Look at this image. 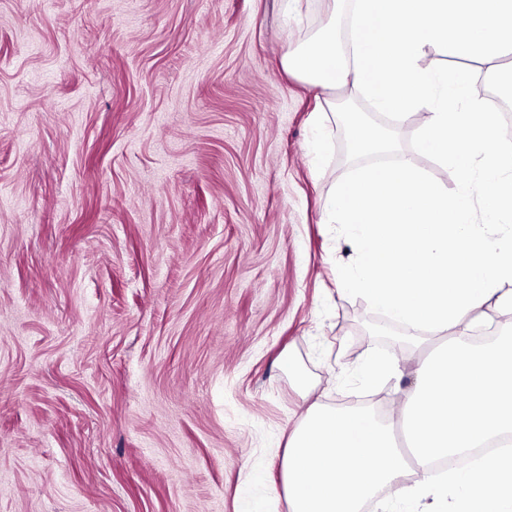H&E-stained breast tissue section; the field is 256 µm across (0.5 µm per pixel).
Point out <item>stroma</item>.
<instances>
[{"instance_id":"1","label":"stroma","mask_w":512,"mask_h":512,"mask_svg":"<svg viewBox=\"0 0 512 512\" xmlns=\"http://www.w3.org/2000/svg\"><path fill=\"white\" fill-rule=\"evenodd\" d=\"M0 0V512H288L313 402L376 341L325 198L301 0ZM442 335L365 403L402 405Z\"/></svg>"}]
</instances>
